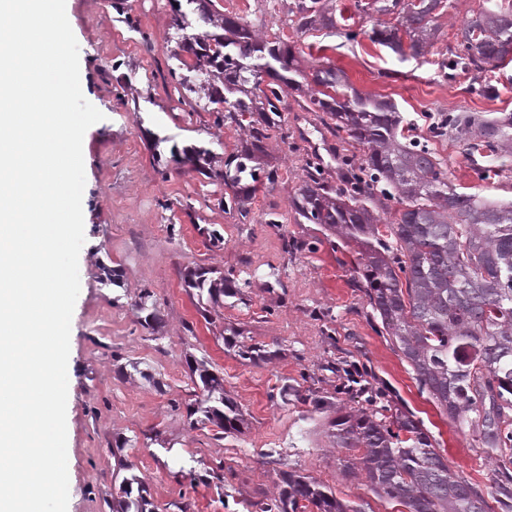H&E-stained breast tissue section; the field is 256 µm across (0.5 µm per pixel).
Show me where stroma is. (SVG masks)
I'll return each instance as SVG.
<instances>
[{"label": "stroma", "mask_w": 512, "mask_h": 512, "mask_svg": "<svg viewBox=\"0 0 512 512\" xmlns=\"http://www.w3.org/2000/svg\"><path fill=\"white\" fill-rule=\"evenodd\" d=\"M336 35L295 33L282 0H212L214 10L262 18L305 58H328L360 92L388 97L405 115L512 112V61L496 70L500 94L468 92L459 76L446 80L436 62L480 0H443L439 35L428 54L403 60L368 35L376 17L359 15L353 0H327ZM79 45L86 99L103 115L83 138L85 242L79 255L80 293L71 319L67 400L68 512H112L123 478L144 484L155 512H255L278 491V475L296 471L330 486L363 512H399L364 481L343 478L331 424L357 401L339 390L327 362L365 372L373 392L423 421L451 469L489 485L492 465L478 438L452 422L422 391L414 374L372 319L355 277L357 255L318 224L298 223L291 208L307 154L318 153L327 175L358 146L333 137L317 113L289 101L282 130L272 131L267 160L273 188L259 191L248 217L225 207L224 189L170 160L171 146L205 145L214 168L236 151L241 132L217 113L179 100L169 73L174 48L171 0H67ZM358 33L346 42L345 29ZM459 191L512 200V158L492 181L482 180L463 144L430 140ZM276 212L278 225L265 223ZM305 250L286 251L288 241ZM200 264L252 281L243 298L198 310L183 272ZM114 270L120 286L106 284ZM277 274L275 288L262 286ZM150 291L163 323L141 324L135 303ZM247 343L276 350L257 364L224 348L228 329ZM207 360L242 409L240 434L191 425L187 408L201 391L186 356ZM296 391L284 395L283 385ZM129 467L121 471L118 459Z\"/></svg>", "instance_id": "35a3bbf8"}]
</instances>
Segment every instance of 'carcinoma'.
I'll list each match as a JSON object with an SVG mask.
<instances>
[{"label": "carcinoma", "instance_id": "1", "mask_svg": "<svg viewBox=\"0 0 512 512\" xmlns=\"http://www.w3.org/2000/svg\"><path fill=\"white\" fill-rule=\"evenodd\" d=\"M175 43L170 68L182 96L205 112L224 113V123L243 130L237 153L221 170L208 167L204 146L171 148V160L189 165L224 185L228 200L248 217L247 202L278 181L266 162L269 131L282 127L288 93H299L301 110L321 112L330 132L362 147L344 159L346 172L326 177L323 158L312 153L292 206L302 224H320L358 254L356 278L374 315L410 364L416 379L448 417L477 434L496 464L492 492L512 500V201L457 191L448 165L410 134L396 104L364 94L346 73L330 64L297 56L288 41L267 38L259 23L237 13L210 8L211 0H172ZM440 0H355L359 13L396 15L369 39L402 58H418L435 37ZM201 31L186 33L188 15ZM298 34L317 28L333 31L323 0H293L287 10ZM512 53V5H497L467 19L448 55L435 62L444 78L465 75L470 88L498 96L488 76ZM429 137L462 143L472 155L504 158L512 154V113L489 116L461 110L429 117ZM395 219L384 222L391 204ZM185 286L213 305L251 287L231 271L196 265L183 273ZM137 307L157 331L161 317L148 305ZM239 358L262 361L270 352L225 340ZM202 398L188 415L204 419L226 434L240 430L244 415L224 394V377L206 362L190 363ZM336 418V445L361 454L341 463L343 476H355L406 512H490L485 495L453 471L433 447L423 423L412 413L377 406ZM125 479L112 512H153L142 486ZM278 496L254 504L258 512H360L309 476L284 471Z\"/></svg>", "mask_w": 512, "mask_h": 512}]
</instances>
